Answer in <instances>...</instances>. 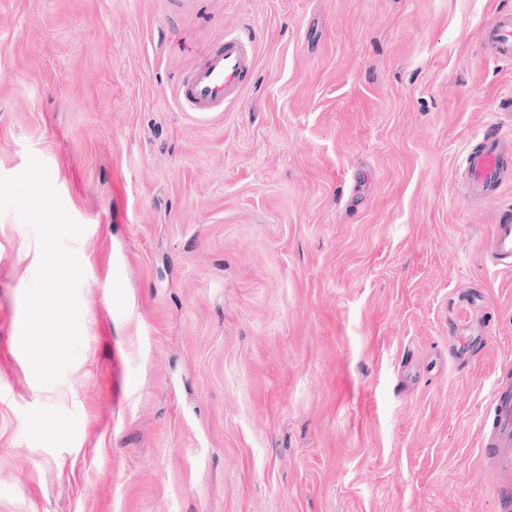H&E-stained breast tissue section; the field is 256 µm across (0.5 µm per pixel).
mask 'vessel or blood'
Masks as SVG:
<instances>
[{
    "label": "vessel or blood",
    "mask_w": 512,
    "mask_h": 512,
    "mask_svg": "<svg viewBox=\"0 0 512 512\" xmlns=\"http://www.w3.org/2000/svg\"><path fill=\"white\" fill-rule=\"evenodd\" d=\"M483 50L494 58L512 60V12L499 14L480 32ZM258 65L253 39L244 30L225 33L191 67L173 90L180 111L218 117L239 102ZM512 165V132L496 129L472 140L460 163L459 184L465 196L487 203L500 193L503 174ZM494 265L512 268V214L496 212L489 239ZM486 414L491 419L486 451L491 452L500 474L512 473V389L494 387Z\"/></svg>",
    "instance_id": "vessel-or-blood-1"
}]
</instances>
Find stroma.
<instances>
[{
    "label": "stroma",
    "mask_w": 512,
    "mask_h": 512,
    "mask_svg": "<svg viewBox=\"0 0 512 512\" xmlns=\"http://www.w3.org/2000/svg\"><path fill=\"white\" fill-rule=\"evenodd\" d=\"M512 0H0V175L48 167L85 228L60 381L0 358V512H499L512 268L460 192L512 129ZM223 116L172 87L229 28ZM38 242L0 215V349ZM120 274V299L104 284ZM483 50L494 58L512 60V12L499 14L480 32ZM257 65V48L250 35L230 30L185 73L173 89V99L180 111L193 116H221L242 99ZM491 417L486 451L491 452L500 474L512 472V389L496 385L491 393L485 422Z\"/></svg>",
    "instance_id": "stroma-1"
}]
</instances>
